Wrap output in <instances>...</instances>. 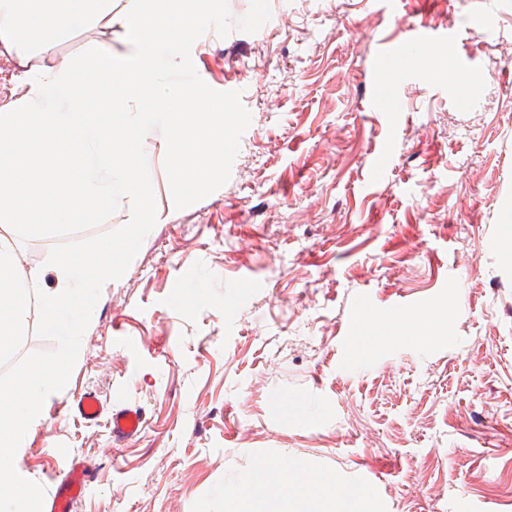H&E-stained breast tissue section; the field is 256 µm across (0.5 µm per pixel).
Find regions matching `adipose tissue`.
I'll list each match as a JSON object with an SVG mask.
<instances>
[{
  "instance_id": "obj_1",
  "label": "adipose tissue",
  "mask_w": 512,
  "mask_h": 512,
  "mask_svg": "<svg viewBox=\"0 0 512 512\" xmlns=\"http://www.w3.org/2000/svg\"><path fill=\"white\" fill-rule=\"evenodd\" d=\"M295 470V464L288 461L262 464L241 485V507H229L225 512H362L366 494L336 495L330 479L287 486L286 477Z\"/></svg>"
}]
</instances>
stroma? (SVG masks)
I'll list each match as a JSON object with an SVG mask.
<instances>
[{
	"label": "stroma",
	"mask_w": 512,
	"mask_h": 512,
	"mask_svg": "<svg viewBox=\"0 0 512 512\" xmlns=\"http://www.w3.org/2000/svg\"><path fill=\"white\" fill-rule=\"evenodd\" d=\"M270 4L260 32L196 50L251 114L228 183L176 208L154 156L156 224L21 470L47 487L46 457L88 458L74 512H197L280 461L346 492L368 477L366 512H512V0ZM421 23L451 42L386 56ZM440 303L451 334L363 352L362 314ZM88 390L142 407L141 435L120 448L80 418Z\"/></svg>",
	"instance_id": "1"
}]
</instances>
